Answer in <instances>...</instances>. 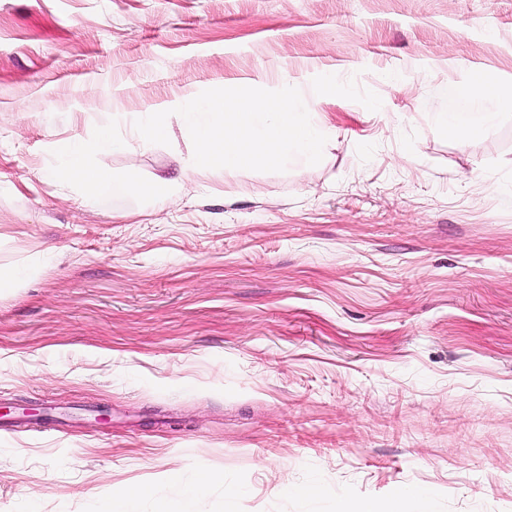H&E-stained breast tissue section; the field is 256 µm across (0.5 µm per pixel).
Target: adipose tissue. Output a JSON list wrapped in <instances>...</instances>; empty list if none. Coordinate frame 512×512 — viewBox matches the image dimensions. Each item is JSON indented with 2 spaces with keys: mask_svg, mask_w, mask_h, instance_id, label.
<instances>
[{
  "mask_svg": "<svg viewBox=\"0 0 512 512\" xmlns=\"http://www.w3.org/2000/svg\"><path fill=\"white\" fill-rule=\"evenodd\" d=\"M120 144L119 139L108 133L100 134L90 141L73 142L67 139L59 140L58 147L69 156L65 167L56 173V180L68 183L79 182L85 194L93 195L111 187L112 180L106 169H98L90 173L85 161L90 157H105L112 153Z\"/></svg>",
  "mask_w": 512,
  "mask_h": 512,
  "instance_id": "1",
  "label": "adipose tissue"
}]
</instances>
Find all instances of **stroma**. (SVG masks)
I'll return each mask as SVG.
<instances>
[{
    "label": "stroma",
    "instance_id": "1",
    "mask_svg": "<svg viewBox=\"0 0 512 512\" xmlns=\"http://www.w3.org/2000/svg\"><path fill=\"white\" fill-rule=\"evenodd\" d=\"M477 70L512 88V0H0V512H512V109ZM285 82L319 164L192 170L174 107ZM103 131L111 190L52 178ZM484 73L488 76L479 74L471 81L467 88L468 94L473 97L493 96L501 101L510 102L512 100L511 87L510 89L502 88L495 76L488 72Z\"/></svg>",
    "mask_w": 512,
    "mask_h": 512
}]
</instances>
